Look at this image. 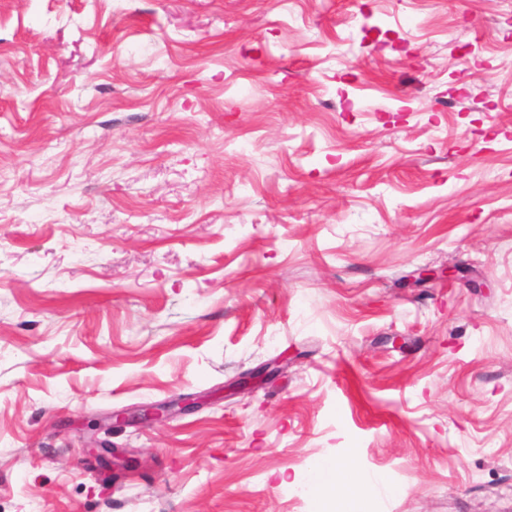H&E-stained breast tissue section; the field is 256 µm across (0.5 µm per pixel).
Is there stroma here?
<instances>
[{
  "mask_svg": "<svg viewBox=\"0 0 512 512\" xmlns=\"http://www.w3.org/2000/svg\"><path fill=\"white\" fill-rule=\"evenodd\" d=\"M282 353L113 432L142 468L84 447ZM326 456L512 512V0H9L0 512H314ZM279 363L280 361L277 360L266 363L258 371L242 374L231 384L238 392L250 391L254 388L253 384L256 383L257 380L268 379L278 373L280 368L283 367V363ZM199 404L200 401H198V398L184 397L167 405L148 407L141 409L140 411H113L103 424L92 429L93 433L88 437L86 448H90L94 455L99 456L98 452L100 448L109 449L105 442L100 440V433H103L105 436H109L112 433L113 427H124L142 418L163 420L168 418L175 411L187 412L194 410L199 406Z\"/></svg>",
  "mask_w": 512,
  "mask_h": 512,
  "instance_id": "stroma-1",
  "label": "stroma"
}]
</instances>
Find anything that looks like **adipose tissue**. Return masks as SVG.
I'll use <instances>...</instances> for the list:
<instances>
[{
  "mask_svg": "<svg viewBox=\"0 0 512 512\" xmlns=\"http://www.w3.org/2000/svg\"><path fill=\"white\" fill-rule=\"evenodd\" d=\"M294 482L306 488L316 512H323L327 500L340 486H350L358 491L357 496L347 502L343 512H367V496L380 498L397 493L396 487L386 484L379 476L360 474L333 457L322 458L310 470L296 474Z\"/></svg>",
  "mask_w": 512,
  "mask_h": 512,
  "instance_id": "1",
  "label": "adipose tissue"
}]
</instances>
